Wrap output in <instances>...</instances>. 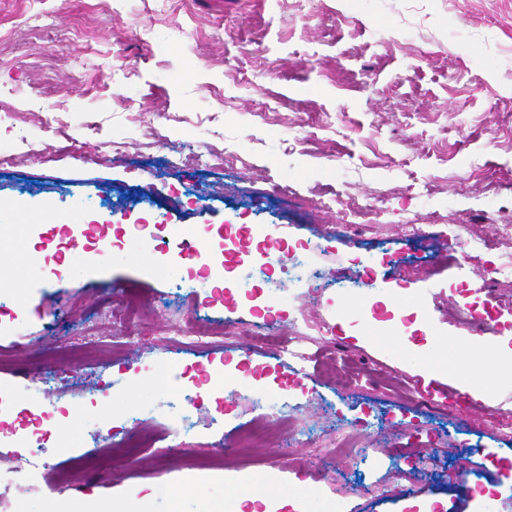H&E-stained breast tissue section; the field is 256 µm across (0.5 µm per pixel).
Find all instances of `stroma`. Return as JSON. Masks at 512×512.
<instances>
[{
    "mask_svg": "<svg viewBox=\"0 0 512 512\" xmlns=\"http://www.w3.org/2000/svg\"><path fill=\"white\" fill-rule=\"evenodd\" d=\"M0 152V207H18L0 223V259L27 272L9 283L22 314L0 335L15 359L0 383L43 409L65 399L77 417L69 437L48 424L19 486L5 474L30 458L27 417L9 414L0 512H212L256 491L293 497L295 512H484L464 473L495 491L485 512H512V435L493 423L512 421V276L486 284L497 252L465 260L454 243L462 225L490 243L512 225V0H0ZM78 197L92 213L72 211ZM347 202L366 210L355 237ZM112 212L249 224L316 249L301 280L278 274L252 297L236 287L224 304L150 275L179 259L172 244L42 274L40 225ZM357 255L386 312L369 329L353 315L368 299L340 287ZM466 302L492 321L459 324ZM266 305L283 338L314 352L307 372L253 347ZM199 321L215 334L192 347L181 332ZM92 339L98 368L52 362ZM218 368L226 390L207 393L201 379ZM258 422L280 441L239 448ZM177 424L198 455L250 467L189 487L179 455L157 457ZM138 428L155 445L126 456ZM340 429L357 433L359 464L324 457ZM75 457L84 468L70 469ZM59 466L69 477L45 498L43 472Z\"/></svg>",
    "mask_w": 512,
    "mask_h": 512,
    "instance_id": "stroma-1",
    "label": "stroma"
}]
</instances>
